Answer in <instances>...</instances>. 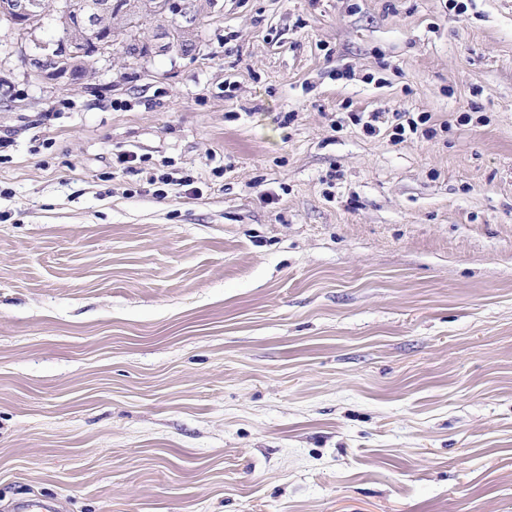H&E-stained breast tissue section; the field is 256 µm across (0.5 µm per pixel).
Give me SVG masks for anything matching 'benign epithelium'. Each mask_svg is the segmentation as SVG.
I'll return each instance as SVG.
<instances>
[{"mask_svg": "<svg viewBox=\"0 0 512 512\" xmlns=\"http://www.w3.org/2000/svg\"><path fill=\"white\" fill-rule=\"evenodd\" d=\"M119 9L118 0H62L56 9L57 35L52 44L36 38L38 28L30 29L31 41L37 50L30 51L27 61L31 67L52 72L61 55L71 53L75 37L83 36V42L102 47L112 53L116 39L112 37V14ZM46 9L40 0H5L0 4V17L19 29L33 17L45 16Z\"/></svg>", "mask_w": 512, "mask_h": 512, "instance_id": "benign-epithelium-1", "label": "benign epithelium"}]
</instances>
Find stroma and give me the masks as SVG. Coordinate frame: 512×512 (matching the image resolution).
<instances>
[{"label":"stroma","mask_w":512,"mask_h":512,"mask_svg":"<svg viewBox=\"0 0 512 512\" xmlns=\"http://www.w3.org/2000/svg\"><path fill=\"white\" fill-rule=\"evenodd\" d=\"M180 2L0 24V512H512V0ZM119 0H85V1H59L56 9L57 35L52 40L53 50H47L49 45L36 38V32L41 28L32 27L30 37L32 46L36 51L31 50L28 57L33 69L44 72H52L61 60L58 54L72 55L66 57L57 67L61 72H71L72 75L81 76L87 71V63L90 60L82 53V45L75 44V37L80 36L76 28L81 31L82 41L93 46H102L103 51L112 55V47L116 44L114 35L112 37V14L115 10L121 9ZM109 27V28H108ZM105 36V37H104ZM87 42V43H86ZM76 45V52L73 55L71 49ZM41 48L44 51L38 52ZM30 67V65H29Z\"/></svg>","instance_id":"1"}]
</instances>
